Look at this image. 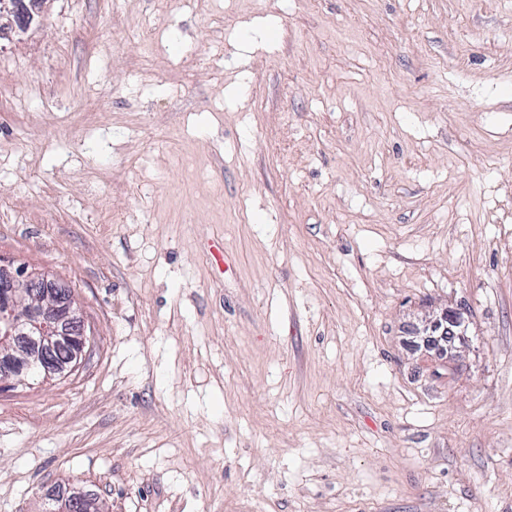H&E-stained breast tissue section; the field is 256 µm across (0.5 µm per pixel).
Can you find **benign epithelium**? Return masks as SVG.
I'll return each instance as SVG.
<instances>
[{
    "label": "benign epithelium",
    "mask_w": 512,
    "mask_h": 512,
    "mask_svg": "<svg viewBox=\"0 0 512 512\" xmlns=\"http://www.w3.org/2000/svg\"><path fill=\"white\" fill-rule=\"evenodd\" d=\"M44 0H0V16L10 14L12 27L24 33L41 23ZM89 337L71 286L53 274L0 257V385L25 383L74 371ZM57 345L70 348L69 360L51 358Z\"/></svg>",
    "instance_id": "7a95c632"
}]
</instances>
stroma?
<instances>
[{"instance_id":"obj_1","label":"stroma","mask_w":512,"mask_h":512,"mask_svg":"<svg viewBox=\"0 0 512 512\" xmlns=\"http://www.w3.org/2000/svg\"><path fill=\"white\" fill-rule=\"evenodd\" d=\"M42 14L0 30V257L91 338L0 391V512H512V0Z\"/></svg>"}]
</instances>
